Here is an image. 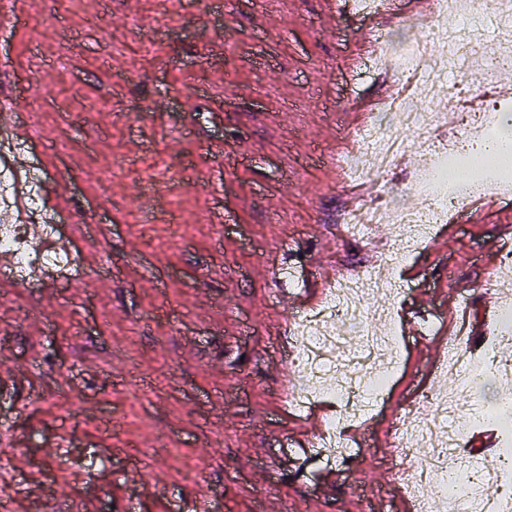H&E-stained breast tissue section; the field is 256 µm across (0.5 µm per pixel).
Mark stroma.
<instances>
[{
    "label": "stroma",
    "instance_id": "1",
    "mask_svg": "<svg viewBox=\"0 0 512 512\" xmlns=\"http://www.w3.org/2000/svg\"><path fill=\"white\" fill-rule=\"evenodd\" d=\"M327 2L27 0L28 24L0 31V94H21L30 116L19 157L67 189L61 236L78 259L47 291L0 279V496L42 488L29 512L78 499L181 512L203 490L212 512H396L392 438L419 388L454 386L434 369L495 297L499 261L482 253L512 241V200L452 237L434 231L397 270L420 267L409 294L446 317L448 337H413L403 299L373 298L398 316L403 363L385 415L344 429L367 435L351 464L325 484L308 455L285 462L322 423L279 397L293 377L281 296L316 266L375 255L336 224L350 197L336 124L383 86L361 72L365 22ZM68 41L76 55H61ZM140 100L161 118L130 120ZM154 186V221L132 223ZM103 468L111 482L90 483Z\"/></svg>",
    "mask_w": 512,
    "mask_h": 512
}]
</instances>
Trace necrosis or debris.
<instances>
[{
    "label": "necrosis or debris",
    "mask_w": 512,
    "mask_h": 512,
    "mask_svg": "<svg viewBox=\"0 0 512 512\" xmlns=\"http://www.w3.org/2000/svg\"><path fill=\"white\" fill-rule=\"evenodd\" d=\"M451 11L465 14L461 35L451 37L433 27L397 47L383 31L375 51L364 62L369 74L388 72L395 83L380 112L371 114L348 136L360 155L350 171L351 181L393 173L408 154L398 130L426 133L427 146L409 171L405 189L385 184L341 215L346 236L368 241L386 225L394 233L393 245L380 260L338 278L318 303L293 320L291 360L296 375L288 388L289 402L302 410L330 399L338 409L337 416L323 426L324 451L315 458L319 464L351 462L354 451L338 440V428L373 415L401 360L395 328L371 324V297L407 293L409 285L396 277L395 267L417 250L436 225L447 223L452 211L479 198H512V192L498 189V177L474 178L465 171L469 144L478 138H498V117L512 110V102L497 98L462 112L458 109L461 99L472 97L473 92L448 82L449 56L479 62L482 80L488 83L504 63L512 62V45L483 46L478 35V0L467 7L460 0H432L429 15L435 18ZM44 187L43 171L33 168L27 180L29 222L15 221L9 215L0 222V254L11 257L9 277L21 288L39 287L42 273L69 270L75 264L70 250L50 244L61 218L48 216ZM410 194L421 198V206L407 203ZM497 317L498 327L487 338L479 366L468 367L460 358L449 361L461 389H471L485 369L498 378L512 376V359L500 353L502 346H512V300L499 302ZM460 410L457 395L423 391L396 431L399 459H425L404 483L417 512H430V504L445 501L451 503V512H501L512 507V429L500 434L496 469H481L461 455L469 428L459 424Z\"/></svg>",
    "instance_id": "necrosis-or-debris-1"
}]
</instances>
